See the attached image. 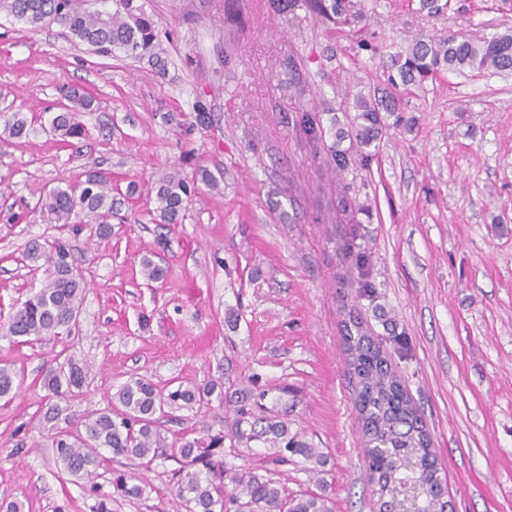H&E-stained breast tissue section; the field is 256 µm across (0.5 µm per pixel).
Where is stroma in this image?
Here are the masks:
<instances>
[{
	"label": "stroma",
	"mask_w": 512,
	"mask_h": 512,
	"mask_svg": "<svg viewBox=\"0 0 512 512\" xmlns=\"http://www.w3.org/2000/svg\"><path fill=\"white\" fill-rule=\"evenodd\" d=\"M364 29L331 37L304 10L277 15L267 0H147L165 32V71L91 54L58 26L32 29L0 16V113L55 107L63 85L94 97L82 138L45 131L0 142V322L42 286L26 242L58 228L30 213L41 193L107 173L115 191L139 188L112 218V236L67 232L89 288L70 334L0 338V365L22 384L0 404V501L23 512H93L110 491L113 460L96 482L57 464L40 418L44 366H91L71 401L106 407L134 376L165 388L203 384L232 367L275 402L288 389L293 430L329 456L335 512H369L362 434L344 366L341 320L354 307L375 334L383 308L399 343L393 367L425 421L454 512H512V75L446 73L404 96L411 129L390 132L368 167L347 174L367 205L340 224L328 204L338 184L328 157H312L297 123L298 90L332 105L383 85L362 42L396 46L452 30L512 33V0H450L429 17L418 0H362ZM203 103L206 122L196 119ZM175 116L172 123L162 113ZM205 168L180 224L155 219L145 193L162 174ZM354 241L366 264L345 249ZM165 270L148 282L143 258ZM372 282L373 298L359 294ZM237 327L224 322L227 310ZM225 409L162 417L168 438L224 424ZM144 471V498L112 512H185L170 471Z\"/></svg>",
	"instance_id": "1"
}]
</instances>
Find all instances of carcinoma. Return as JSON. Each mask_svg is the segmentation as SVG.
Here are the masks:
<instances>
[{
    "mask_svg": "<svg viewBox=\"0 0 512 512\" xmlns=\"http://www.w3.org/2000/svg\"><path fill=\"white\" fill-rule=\"evenodd\" d=\"M270 9L280 12L305 9L331 32L336 28L366 25L361 0H268ZM12 17L32 29L57 25L65 35L99 56L147 60L164 68L161 31L145 9L143 0H112V10L103 15L89 0H0V15ZM389 88L380 96L359 93L340 101L338 111L325 113L304 100L300 88L299 125L315 155L327 151L333 171L343 176L349 169L365 167L379 151L381 140L402 123L400 86H420L450 69L482 72L493 69L512 72V34L471 41L448 33L438 39L421 35L406 51L390 56ZM65 103L50 116L27 117L14 112L4 121L7 137L22 139L42 130L64 138L86 135L79 120L91 110L93 98L66 87ZM204 170L188 177L179 170L154 182L152 192L156 213L162 224H180L188 199L198 180L206 181ZM120 201L112 196L111 181L96 172L66 187H54L39 197L32 212L47 224L63 227L74 217L85 218L90 235L102 240L112 236L108 218ZM337 211L355 221L362 210L357 198L342 187ZM32 270L42 272L40 290L25 300L4 323L0 338L31 337L41 340L71 331L87 283L68 241L35 237L23 253ZM345 364L353 400L361 422L363 456L370 485L371 512H446L444 482L432 451L431 433L392 369L381 342L363 327L355 315L342 325ZM89 369L67 358L45 369L41 387L50 400L42 415L54 432L53 448L58 465L71 476L93 479L105 461L101 450L150 468L156 460L173 461L172 480L176 495L186 512H335L327 494L332 487V470L327 458L298 432L291 430L287 412L265 405L266 393L226 371L203 386H178L167 392L144 377L124 382L113 399L118 405L87 413H72L69 399L87 383ZM20 388L17 373L0 366V400L7 402ZM218 402L232 414L224 427H210L194 436L168 442L161 431L159 416L181 410H200ZM241 448H263L269 462L286 464L300 457L309 463L305 472L317 490L290 491L270 468L234 469L227 453ZM112 491L99 499L94 512H112L116 499H138L146 484L131 483L123 470L111 473Z\"/></svg>",
    "mask_w": 512,
    "mask_h": 512,
    "instance_id": "1",
    "label": "carcinoma"
}]
</instances>
